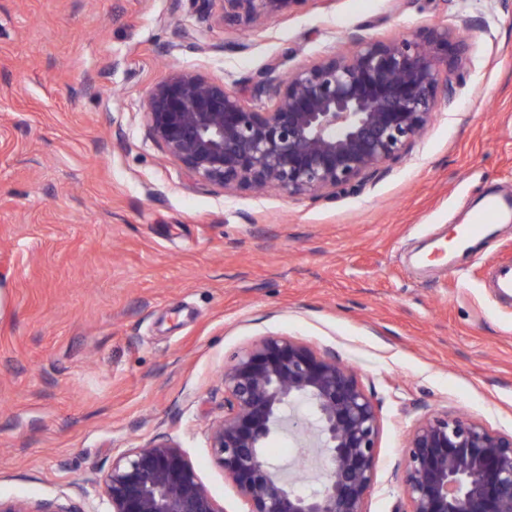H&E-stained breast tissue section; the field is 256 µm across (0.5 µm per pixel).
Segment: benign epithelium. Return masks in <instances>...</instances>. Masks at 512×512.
<instances>
[{
  "label": "benign epithelium",
  "mask_w": 512,
  "mask_h": 512,
  "mask_svg": "<svg viewBox=\"0 0 512 512\" xmlns=\"http://www.w3.org/2000/svg\"><path fill=\"white\" fill-rule=\"evenodd\" d=\"M307 0H191L224 24L249 27ZM448 28L380 40L352 32L348 49L252 82L266 109L197 70H172L148 90L150 138L200 181L334 199L410 154L454 71L436 55ZM224 415L207 424L213 461L246 512H365L377 473L380 416L357 373L290 337L261 339L224 367ZM314 439L325 461L302 491L268 455L273 435ZM403 512H512V434L446 410L414 425L401 469ZM106 512H223L173 437L158 434L95 478ZM0 512H84L68 496L0 497Z\"/></svg>",
  "instance_id": "1"
}]
</instances>
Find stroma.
I'll list each match as a JSON object with an SVG mask.
<instances>
[{"instance_id":"obj_1","label":"stroma","mask_w":512,"mask_h":512,"mask_svg":"<svg viewBox=\"0 0 512 512\" xmlns=\"http://www.w3.org/2000/svg\"><path fill=\"white\" fill-rule=\"evenodd\" d=\"M472 18L461 28V15ZM447 26L457 96L410 155L333 199L224 192L148 135V89L196 69L240 89L361 31ZM489 197H512V0H306L248 33L190 0H0V496L72 493L159 433L224 512L244 504L210 456L218 376L271 334L351 364L378 407L366 512H401L395 473L426 413L512 433V222L423 258Z\"/></svg>"}]
</instances>
